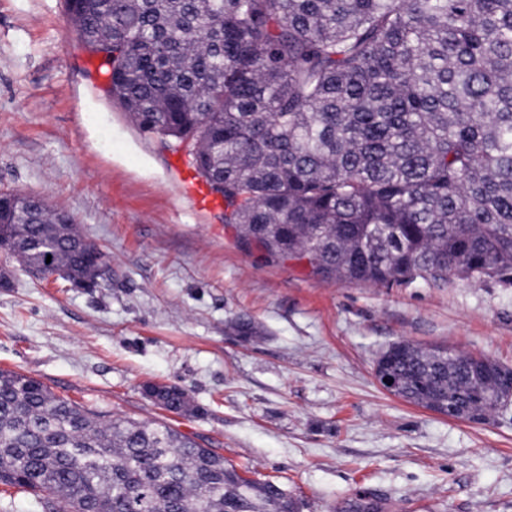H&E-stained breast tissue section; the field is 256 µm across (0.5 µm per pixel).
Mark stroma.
Segmentation results:
<instances>
[{
  "label": "stroma",
  "mask_w": 512,
  "mask_h": 512,
  "mask_svg": "<svg viewBox=\"0 0 512 512\" xmlns=\"http://www.w3.org/2000/svg\"><path fill=\"white\" fill-rule=\"evenodd\" d=\"M65 0H0V193L74 216L112 284L38 279L0 252V370L112 417L168 420L283 485L298 512L366 493L386 512H512V408L451 419L384 391L398 341L512 368V283L349 284L242 244L192 208L178 153L115 105ZM185 389L167 414L146 384Z\"/></svg>",
  "instance_id": "1"
}]
</instances>
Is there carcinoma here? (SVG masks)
<instances>
[{
    "label": "carcinoma",
    "mask_w": 512,
    "mask_h": 512,
    "mask_svg": "<svg viewBox=\"0 0 512 512\" xmlns=\"http://www.w3.org/2000/svg\"><path fill=\"white\" fill-rule=\"evenodd\" d=\"M72 32L135 124L222 193L267 254L339 283L512 282V0H66ZM0 194V242L26 269L97 276L80 228ZM51 262H46V258ZM405 343L398 395L452 419L501 410L472 355ZM160 408L193 415L178 387ZM0 484L45 512H294L162 421L108 417L0 371ZM338 512H384L365 495Z\"/></svg>",
    "instance_id": "1"
}]
</instances>
